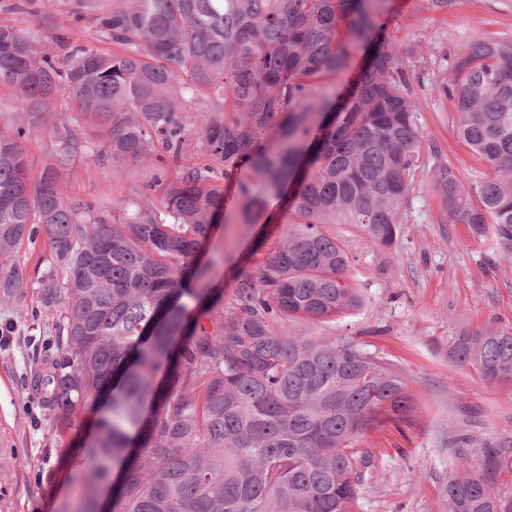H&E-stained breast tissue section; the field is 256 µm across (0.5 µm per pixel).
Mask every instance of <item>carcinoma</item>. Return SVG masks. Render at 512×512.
Listing matches in <instances>:
<instances>
[{
  "label": "carcinoma",
  "mask_w": 512,
  "mask_h": 512,
  "mask_svg": "<svg viewBox=\"0 0 512 512\" xmlns=\"http://www.w3.org/2000/svg\"><path fill=\"white\" fill-rule=\"evenodd\" d=\"M388 0H64L79 29L55 36L65 54H38L37 33L0 23V86L22 115L0 122V304L29 275L19 251L50 247L42 307L59 313L62 361L37 377L64 436L78 411L105 408L81 448L75 512H99L114 465L112 512H354L363 436L409 423L418 394L402 370L361 345L271 327L316 324L362 303L345 241L353 224L393 245L421 167L417 105L404 50L382 18ZM364 65L345 97L326 79L351 54ZM458 137L493 176L465 182L433 171L445 212L512 256V41L477 39L439 82ZM52 125L54 156L35 167L29 141ZM199 120L198 146L188 127ZM203 153L209 162L198 161ZM129 162L177 175L161 197L140 190L101 203L62 192L74 164ZM246 168L238 202L288 201V231L227 306L197 314L208 267L194 257L224 214L228 179ZM451 353L488 383L512 385V332L464 331ZM166 373L165 382L158 374ZM480 461L448 472V512H512L489 469L512 457L482 444Z\"/></svg>",
  "instance_id": "obj_1"
}]
</instances>
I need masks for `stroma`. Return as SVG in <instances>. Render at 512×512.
<instances>
[{"label": "stroma", "mask_w": 512, "mask_h": 512, "mask_svg": "<svg viewBox=\"0 0 512 512\" xmlns=\"http://www.w3.org/2000/svg\"><path fill=\"white\" fill-rule=\"evenodd\" d=\"M0 22H21L38 32V51L51 48L59 30L73 20L59 0H37L33 14L4 12ZM401 46L412 48L403 67L417 104L423 133V164L415 178L410 211L396 241L383 248L366 244L348 224L335 225L352 252L351 274L362 305L333 321L307 326L309 335L342 337L387 358L402 369L420 396L411 423H391L368 432L370 453L355 512H447L445 485L454 454L448 434L459 429L480 445L512 447V386L490 384L458 367L450 347L462 331L486 326L512 331V258L492 238L474 237L468 226L451 222L431 174L436 163L452 165L464 181L488 176L456 137L454 109L436 91L447 59L466 52L479 38H512V0H389L384 16ZM153 171L128 163H76L65 184L69 195L105 201L130 195L154 179ZM232 224L217 223L196 256L208 265L212 295L232 297L238 280L265 260L287 229L284 209L267 211L255 223H236L235 183L223 184ZM44 238L20 253L30 283L17 300L0 305V328H14L0 350V460L11 474L0 481V512H62L75 493L80 465L75 457L95 431L97 413L81 412L79 430L54 435L52 420L38 396L26 394L32 375L60 358L52 338V316L43 312L40 280L49 266Z\"/></svg>", "instance_id": "stroma-1"}]
</instances>
